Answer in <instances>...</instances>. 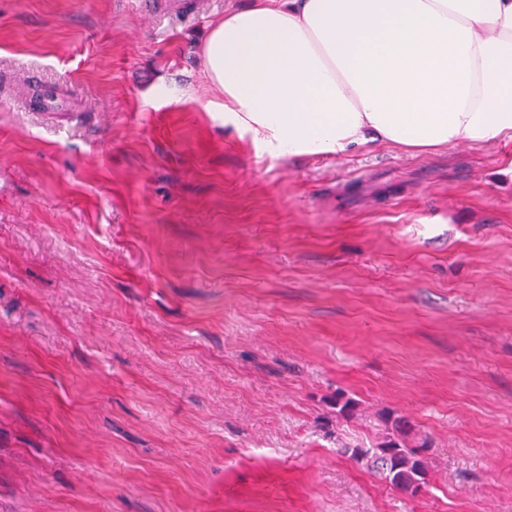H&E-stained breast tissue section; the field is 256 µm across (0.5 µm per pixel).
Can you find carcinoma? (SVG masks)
Wrapping results in <instances>:
<instances>
[{
	"label": "carcinoma",
	"mask_w": 512,
	"mask_h": 512,
	"mask_svg": "<svg viewBox=\"0 0 512 512\" xmlns=\"http://www.w3.org/2000/svg\"><path fill=\"white\" fill-rule=\"evenodd\" d=\"M410 431L409 421L396 418L385 425L379 442L370 448H352L350 455L391 488L414 496L427 484L430 467L425 447L412 448L406 443Z\"/></svg>",
	"instance_id": "carcinoma-1"
}]
</instances>
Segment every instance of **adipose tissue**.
Here are the masks:
<instances>
[{"mask_svg":"<svg viewBox=\"0 0 512 512\" xmlns=\"http://www.w3.org/2000/svg\"><path fill=\"white\" fill-rule=\"evenodd\" d=\"M202 54L225 126L275 157L512 140V0H254Z\"/></svg>","mask_w":512,"mask_h":512,"instance_id":"1","label":"adipose tissue"}]
</instances>
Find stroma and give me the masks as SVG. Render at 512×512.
<instances>
[{"mask_svg":"<svg viewBox=\"0 0 512 512\" xmlns=\"http://www.w3.org/2000/svg\"><path fill=\"white\" fill-rule=\"evenodd\" d=\"M249 3L0 0V512H512V140L258 151L201 52ZM386 413L416 496L342 453Z\"/></svg>","mask_w":512,"mask_h":512,"instance_id":"1","label":"stroma"}]
</instances>
